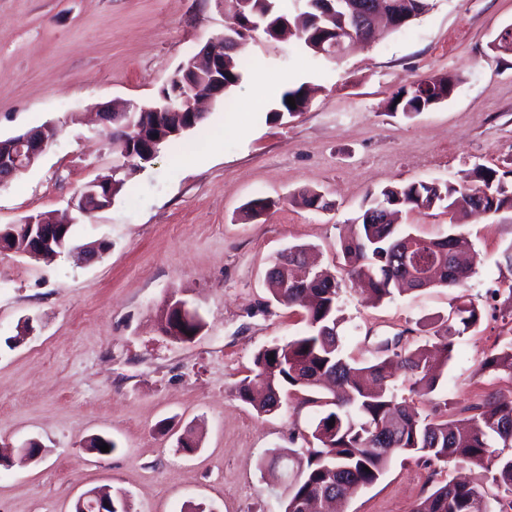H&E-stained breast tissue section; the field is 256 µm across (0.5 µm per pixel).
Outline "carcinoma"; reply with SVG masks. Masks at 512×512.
<instances>
[{"label": "carcinoma", "instance_id": "1", "mask_svg": "<svg viewBox=\"0 0 512 512\" xmlns=\"http://www.w3.org/2000/svg\"><path fill=\"white\" fill-rule=\"evenodd\" d=\"M279 0H250L248 11L261 20H297L278 6ZM301 42L314 40L328 31H341L345 21L339 15L323 18L314 24L300 21ZM242 76V64L228 55L224 65V96H229ZM460 82L447 74L425 81L423 90L411 84L397 92L392 109L405 114L422 112L448 96ZM295 99L290 107L287 98ZM308 106L305 86L286 91L272 111L275 119L304 111ZM206 115L182 125L177 134H164L155 149L181 139L204 122ZM122 113L112 114V148L127 158L128 170L113 177L112 196H117L134 171V161L147 160L153 153L143 154L133 148L127 135L115 133L122 126ZM483 165H476L458 182L418 180L382 190L373 198L360 217V223L348 228L340 239L348 280H361L375 301L393 299L396 295L426 288L464 287L473 273V264L458 266L452 244L458 241V205H466L475 197L486 201L485 208L494 213L512 211V183L508 177ZM445 206L450 214L448 235L420 238L418 249L407 256V265L422 274L414 279L403 269L400 247L413 231L396 224H374L371 212L382 207L410 210ZM8 247L24 240V224L0 226ZM304 253L295 246L279 252L267 274L273 298L287 307L305 311L306 330L294 338L276 341L262 347L254 355L253 374L241 380L237 393L242 401L258 413H272L281 406L284 386L300 387L323 396L312 402L325 407L311 433L315 446L297 460L286 487L284 512H304L301 505L325 496L340 502L359 487L376 483L398 450L426 466H470L481 469L473 481L448 482L437 487L421 501L415 512H504L502 502L512 506V394L499 391L485 394L465 411L468 415L450 418L449 402L436 400L440 379L448 365L456 339L475 328L482 311L471 300L456 305L448 317L428 334L426 344L413 350L385 348L386 357L373 364L351 362L343 352L338 333L341 323L342 283L330 273L317 270L290 287L288 270L281 260ZM166 335L178 342H190L201 325L173 311L161 319ZM401 372L409 382L411 398L398 400L391 381ZM480 372L505 375L512 380V335L492 348ZM416 403L433 404L431 412L421 416L413 410Z\"/></svg>", "mask_w": 512, "mask_h": 512}]
</instances>
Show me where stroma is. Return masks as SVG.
<instances>
[{
  "label": "stroma",
  "mask_w": 512,
  "mask_h": 512,
  "mask_svg": "<svg viewBox=\"0 0 512 512\" xmlns=\"http://www.w3.org/2000/svg\"><path fill=\"white\" fill-rule=\"evenodd\" d=\"M230 20L224 0H0V138L53 124L55 142L28 170L0 183V225L63 212L81 187L111 175L118 156L96 106L152 103L177 66ZM512 25V0H433L400 29L338 59L253 33L236 49L242 79L206 121L141 160L112 205L77 217L76 244L107 242L91 262H51L0 252V453L39 441L36 463L0 465V512H74L85 491L128 495L131 512H284L273 452L305 454L321 409L286 388L282 406L257 413L236 385L255 353L305 329L301 309L270 298L277 252L312 247L340 271L339 237L358 223L370 194L417 180H460L475 165L512 169V52L492 42ZM452 73L460 83L433 107L390 109L411 81ZM279 90L312 89L304 112L270 115ZM306 190L331 202L302 204ZM272 206L254 220L244 204ZM464 248L480 261L464 289L429 288L379 304L358 289L341 298L345 352L374 360L385 341L419 343L423 324L447 317L464 295L484 311L457 339L441 398L463 407L512 381L480 365L511 326L494 314L492 289L512 281L501 266L512 212L465 218ZM203 319L190 342L159 323L170 298ZM35 330L17 340L20 319ZM185 432L196 452L177 446ZM95 434L115 450H86ZM394 454L380 479L344 512H414L458 476Z\"/></svg>",
  "instance_id": "1"
}]
</instances>
